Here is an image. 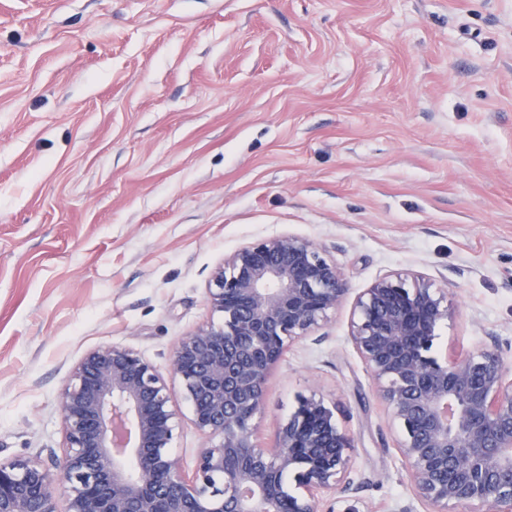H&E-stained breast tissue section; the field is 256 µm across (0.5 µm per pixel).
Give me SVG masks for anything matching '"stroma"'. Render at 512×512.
Instances as JSON below:
<instances>
[{"label":"stroma","instance_id":"stroma-1","mask_svg":"<svg viewBox=\"0 0 512 512\" xmlns=\"http://www.w3.org/2000/svg\"><path fill=\"white\" fill-rule=\"evenodd\" d=\"M284 233L349 294L270 372L258 443L324 397L360 512H427L348 327L419 271L455 309L435 356L512 354V0H0V458H62L83 356L167 371L225 256ZM169 388L190 470L203 438Z\"/></svg>","mask_w":512,"mask_h":512}]
</instances>
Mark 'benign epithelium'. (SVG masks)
I'll return each mask as SVG.
<instances>
[{
    "label": "benign epithelium",
    "instance_id": "1",
    "mask_svg": "<svg viewBox=\"0 0 512 512\" xmlns=\"http://www.w3.org/2000/svg\"><path fill=\"white\" fill-rule=\"evenodd\" d=\"M347 294L341 269L306 237L224 257L208 287L218 322L177 342L168 374L118 345L81 359L59 395L62 459H0V512H58L62 492L67 512H322L328 498L352 496L354 439L324 398L299 400L273 450L253 425L273 365ZM451 317L423 275L388 274L357 298L348 339L400 428L398 453L428 512H512V361L494 339L451 361L434 356L435 330ZM169 376L204 439L190 473L170 452L179 414Z\"/></svg>",
    "mask_w": 512,
    "mask_h": 512
}]
</instances>
